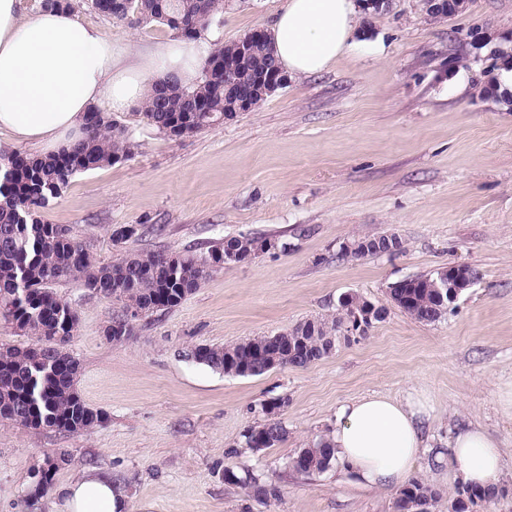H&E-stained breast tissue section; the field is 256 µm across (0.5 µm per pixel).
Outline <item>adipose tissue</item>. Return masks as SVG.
I'll return each instance as SVG.
<instances>
[{"label":"adipose tissue","instance_id":"adipose-tissue-1","mask_svg":"<svg viewBox=\"0 0 512 512\" xmlns=\"http://www.w3.org/2000/svg\"><path fill=\"white\" fill-rule=\"evenodd\" d=\"M357 29L354 0H286L269 33L291 76L327 69L348 52ZM210 47L202 41L129 48L71 14L43 10L22 19L18 0H0V133L55 154L78 139L89 107L125 112L143 101L149 84L168 75L192 83ZM433 408L425 394L364 395L341 403L328 436L335 458L371 489L397 488L412 477L429 446ZM452 481L495 485L504 471L501 443L479 423L455 429L437 453ZM66 512H128L122 489L87 469L62 490Z\"/></svg>","mask_w":512,"mask_h":512}]
</instances>
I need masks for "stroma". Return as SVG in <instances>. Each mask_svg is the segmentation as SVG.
Masks as SVG:
<instances>
[{
  "instance_id": "35a3bbf8",
  "label": "stroma",
  "mask_w": 512,
  "mask_h": 512,
  "mask_svg": "<svg viewBox=\"0 0 512 512\" xmlns=\"http://www.w3.org/2000/svg\"><path fill=\"white\" fill-rule=\"evenodd\" d=\"M285 0H224L227 43L269 29ZM76 20L115 42L166 45L157 22L119 23L78 0ZM485 36L472 43L468 33ZM512 48V0H467L452 19L429 18L422 0L360 10L350 51L330 68L291 78L251 111L171 138L129 111L126 161L76 175L41 209L70 228L99 262H111L121 224H162L139 249H204L239 234L275 239L252 262L228 264L178 306L140 318L130 340L104 334L119 308L78 283L57 292L78 312L65 345L80 363L77 390L106 413L85 433L0 422V512H22L47 455L68 456L36 512H62L61 490L80 471L112 475L129 512H396L393 488L359 486L339 466L286 474L289 459L331 432L337 406L368 393H427L436 446L476 421L504 446L503 495L512 512V107L487 94ZM393 231L394 255L338 259L354 238ZM477 282L438 321L392 306L389 287L448 265ZM387 306L366 333L303 368L225 376L188 359L198 344L271 335L335 313L342 294ZM284 400L288 431L273 448H247L266 423L264 402ZM257 477L278 493L254 498L224 479Z\"/></svg>"
}]
</instances>
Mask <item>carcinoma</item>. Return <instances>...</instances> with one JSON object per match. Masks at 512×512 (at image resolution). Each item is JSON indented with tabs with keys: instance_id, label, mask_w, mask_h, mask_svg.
<instances>
[{
	"instance_id": "carcinoma-1",
	"label": "carcinoma",
	"mask_w": 512,
	"mask_h": 512,
	"mask_svg": "<svg viewBox=\"0 0 512 512\" xmlns=\"http://www.w3.org/2000/svg\"><path fill=\"white\" fill-rule=\"evenodd\" d=\"M112 0H91L99 14L119 22H159L171 30L183 24L182 37L195 39L213 24L224 23V0H122L119 8H104ZM233 64L230 78L244 93L256 90L257 79L278 67L271 43L257 40L251 55L239 59V41L216 43L204 62ZM224 72L207 74L200 67L196 81L184 86L170 75L149 85L139 115L158 132L181 138L210 128L228 108L224 100ZM83 138L48 157H33L17 150H0V316L16 324L31 337V345L0 350V420L30 429L56 428L81 433L94 428L107 415L89 407L76 389L77 360L60 353L58 346L78 330L79 316L71 305L54 292V286L69 281L119 305L120 314L107 326L106 335L121 343L132 336L125 330L126 311L143 315L179 305L202 286L211 273L224 268V255H250L254 244L267 238L240 234L212 242L205 250H137L126 248L108 263L98 262L70 235L69 229L48 224L38 214L48 202L59 197L79 173L132 158L136 143L129 129L97 105L84 118ZM115 246L138 240V229L120 225L112 228ZM176 257L177 266L169 264ZM437 273L420 275L394 283L390 301L420 322H435L448 307L430 287ZM350 305L339 303L331 319H317V329L303 336H256L232 344H202L190 352L191 359L212 371L233 376H259L269 371L272 359L286 367H306L328 357L341 334L347 332ZM286 428L276 418L260 427H250L244 438L252 449L272 448L284 441ZM290 469L310 476L326 471L333 461V449L321 438L291 457ZM50 470H41L34 491L25 500L32 509L49 485ZM253 496L266 499L277 492L272 484L253 478L244 482ZM505 489L495 485L477 489L476 498L465 507L461 488L451 501L452 512H473L489 507ZM441 499L439 490L412 480L397 493L395 508L408 512L422 507L433 512Z\"/></svg>"
}]
</instances>
